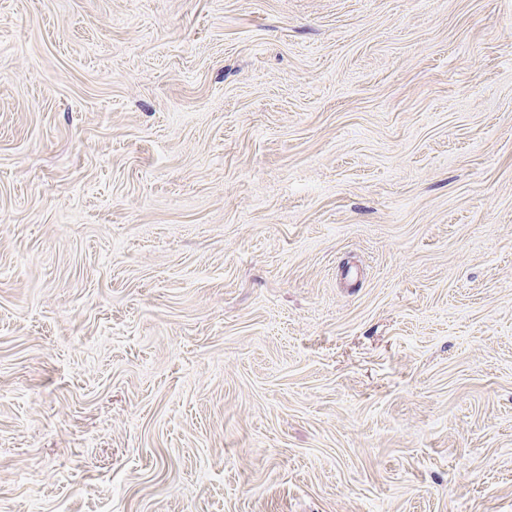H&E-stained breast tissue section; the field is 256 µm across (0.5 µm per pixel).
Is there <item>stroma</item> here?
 Wrapping results in <instances>:
<instances>
[{
  "instance_id": "35a3bbf8",
  "label": "stroma",
  "mask_w": 512,
  "mask_h": 512,
  "mask_svg": "<svg viewBox=\"0 0 512 512\" xmlns=\"http://www.w3.org/2000/svg\"><path fill=\"white\" fill-rule=\"evenodd\" d=\"M0 512H512V0H0Z\"/></svg>"
}]
</instances>
